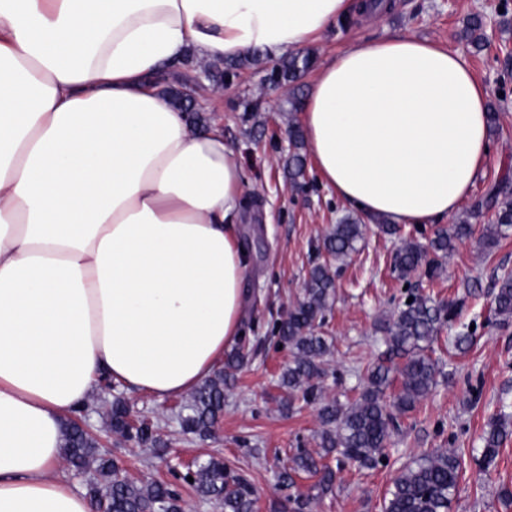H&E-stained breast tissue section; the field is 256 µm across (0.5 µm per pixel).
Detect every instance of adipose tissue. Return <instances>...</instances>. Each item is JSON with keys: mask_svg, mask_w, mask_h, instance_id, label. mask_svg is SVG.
I'll return each mask as SVG.
<instances>
[{"mask_svg": "<svg viewBox=\"0 0 512 512\" xmlns=\"http://www.w3.org/2000/svg\"><path fill=\"white\" fill-rule=\"evenodd\" d=\"M389 0H0V512H91L59 470L65 421L106 374L180 398L240 337V155L189 124L163 69L302 48ZM488 91L410 34L321 66L301 122L321 180L429 225L471 194Z\"/></svg>", "mask_w": 512, "mask_h": 512, "instance_id": "obj_1", "label": "adipose tissue"}]
</instances>
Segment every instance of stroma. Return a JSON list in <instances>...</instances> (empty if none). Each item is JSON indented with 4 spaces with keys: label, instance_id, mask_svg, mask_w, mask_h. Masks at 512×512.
<instances>
[{
    "label": "stroma",
    "instance_id": "obj_1",
    "mask_svg": "<svg viewBox=\"0 0 512 512\" xmlns=\"http://www.w3.org/2000/svg\"><path fill=\"white\" fill-rule=\"evenodd\" d=\"M392 12L349 27L333 24L308 51L323 65L354 42L379 39L403 31L459 52L488 90V101L500 119L491 127L490 151L476 188L483 195L507 167H512V0H394ZM483 21L485 45L467 44L464 30L472 16ZM267 54L223 79L222 95L199 112L201 127H219L239 152L244 169V192L251 199L236 221L249 258L246 277V339L263 338L262 348L239 372L224 397V411L215 435L184 434L180 425L183 400L159 402L145 394L130 395L140 415L158 423L160 443L153 448L122 438L106 425L104 403L89 410V421L101 436L100 454L117 463L142 483H176L184 512H218L186 483L176 482L172 466L179 462L223 457L255 490V512H288V493L277 475L289 466L296 449L318 451V408L293 412L277 379L290 357L276 338L278 324L287 319L309 268L322 261L321 240L350 205L340 200L307 168L294 182L288 175V90L264 87L269 72ZM363 237L336 270L337 300L323 329L334 338L323 382L328 397L348 401L363 386L361 371L382 355L385 347L378 326L412 296L434 302L462 300L451 326L434 344L440 372L437 386L420 406L403 418L384 463L372 469L345 466L338 471L332 492L320 496L315 512H382L385 496L401 469L424 452L456 448L464 469L449 512H512V503L499 498L512 491V438L500 449L494 466L482 469L481 435L490 416L512 415V322L489 325L487 318L497 274L512 269V237L483 251L481 221H472V236L443 262L436 278L424 273L401 280L389 267V256L401 238L433 237L431 225L402 224L396 235L382 233L378 222L362 216ZM477 280L475 294L465 284ZM475 329L472 347L464 353L449 348L456 331Z\"/></svg>",
    "mask_w": 512,
    "mask_h": 512
}]
</instances>
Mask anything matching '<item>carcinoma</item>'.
<instances>
[{
    "label": "carcinoma",
    "mask_w": 512,
    "mask_h": 512,
    "mask_svg": "<svg viewBox=\"0 0 512 512\" xmlns=\"http://www.w3.org/2000/svg\"><path fill=\"white\" fill-rule=\"evenodd\" d=\"M313 58L308 52H296L272 62L270 78L275 85L291 83L309 70ZM303 146L299 130H294L293 152L288 157L291 178L305 177V165L300 154ZM494 211V220L484 225L481 245L486 250L499 245L512 235V183L503 176L494 183L485 197L476 201L470 210L473 218L483 210ZM470 224H452L434 233L427 243L410 236L395 250L392 271L406 279L425 269L434 279L440 259L449 257L457 244L470 237ZM363 238L360 219L345 215L332 225L322 239V249L336 262L342 261L357 249ZM336 296L335 276L327 263H316L308 271L302 295L288 313V320L278 326L279 340L288 346L290 360L279 378V385L288 389V407L301 400L317 404L322 425L320 448L323 454L314 457L298 450L291 466L279 479L288 488L302 474L320 475L317 494L293 500V512H314L318 499L332 491L336 471L321 459L336 456L337 466L346 463L371 469L384 457L391 437L400 427V420L414 411L437 384L438 362L432 358V345L442 326L455 315V305H437L428 296H415L412 302L398 308L381 321L384 333V358L368 367L366 383L358 396L348 403L327 399L320 382L327 375V357L332 354V342L317 331L324 323ZM492 317L502 324L512 320V275L505 274L495 283L491 302ZM252 349L242 345L226 356L222 367L191 393L181 416L186 434L205 437L224 410V391L232 387L236 373L246 364ZM402 360L400 368L392 359ZM132 405L123 398H114L108 412V424L115 433L138 444L159 443L158 432L151 426L132 427L128 417ZM512 436V423L504 413L490 417L481 436V463L493 465L499 449ZM64 454L77 470L86 471L96 465L95 472L104 486L94 482L89 496L103 512H183L181 499L160 482L138 483L121 476L120 469L98 456L95 439L76 423L71 425ZM462 460L457 449L439 448L421 454L394 480L389 497L384 499L383 512H448L458 487ZM193 478L191 486L206 500L222 505L224 512H254L255 493L251 484L236 473L224 459L210 457L199 462L181 479Z\"/></svg>",
    "instance_id": "obj_1"
}]
</instances>
